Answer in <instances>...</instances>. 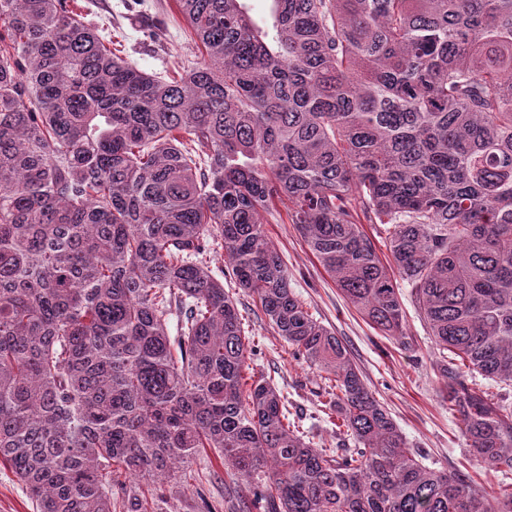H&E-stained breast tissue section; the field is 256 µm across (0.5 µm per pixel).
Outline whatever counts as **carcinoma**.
Segmentation results:
<instances>
[{"mask_svg":"<svg viewBox=\"0 0 512 512\" xmlns=\"http://www.w3.org/2000/svg\"><path fill=\"white\" fill-rule=\"evenodd\" d=\"M176 0L148 73L65 0H0V462L34 512H155L210 449L230 512H512L423 462L264 230L286 209L363 318L439 350L467 451L512 474V0ZM386 233L390 264L363 223ZM322 374L341 455L267 380L204 256Z\"/></svg>","mask_w":512,"mask_h":512,"instance_id":"obj_1","label":"carcinoma"}]
</instances>
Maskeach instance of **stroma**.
Returning a JSON list of instances; mask_svg holds the SVG:
<instances>
[{"mask_svg":"<svg viewBox=\"0 0 512 512\" xmlns=\"http://www.w3.org/2000/svg\"><path fill=\"white\" fill-rule=\"evenodd\" d=\"M86 19L110 33L114 48L142 70L170 71L195 57L189 27L173 0H88ZM158 27L166 31L160 42L149 37ZM265 230L288 269L297 296L347 346L370 390L426 464L463 473L477 490L494 496L505 478L468 457L435 366L438 349L410 295L402 297L404 338L389 339L344 297L294 225L282 218L270 221ZM236 299L257 344L250 363L254 377L270 379L282 390L289 411L303 416L305 426L311 427L316 447L336 448V428L318 401L321 380L316 370L289 356L287 342L268 326L250 297L240 293ZM178 472V477L164 482L157 512H226L228 476L213 453L196 455L180 465Z\"/></svg>","mask_w":512,"mask_h":512,"instance_id":"1","label":"stroma"}]
</instances>
